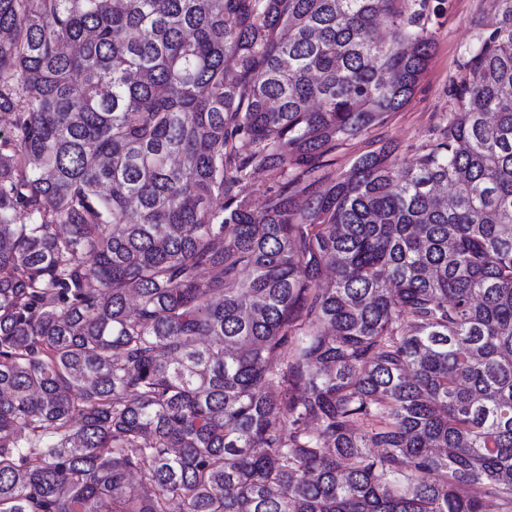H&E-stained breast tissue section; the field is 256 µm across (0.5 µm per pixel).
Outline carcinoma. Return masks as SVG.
<instances>
[{
  "mask_svg": "<svg viewBox=\"0 0 512 512\" xmlns=\"http://www.w3.org/2000/svg\"><path fill=\"white\" fill-rule=\"evenodd\" d=\"M424 2L0 0V512H512V0L325 175ZM489 13L490 0H427L421 24L431 39L432 56L415 93L384 123L340 143L329 157L327 172L347 173L359 156L386 142L398 146L400 163L412 162L422 146L433 140L439 115L454 106L449 90L465 79V53L476 44ZM273 186V179L266 172L255 174L246 191L252 205L256 208L262 207Z\"/></svg>",
  "mask_w": 512,
  "mask_h": 512,
  "instance_id": "1",
  "label": "carcinoma"
}]
</instances>
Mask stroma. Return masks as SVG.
Here are the masks:
<instances>
[{"mask_svg": "<svg viewBox=\"0 0 512 512\" xmlns=\"http://www.w3.org/2000/svg\"><path fill=\"white\" fill-rule=\"evenodd\" d=\"M489 13L490 0H426L421 24L432 42L431 59L415 93L384 123L340 143L328 173H347L359 156L387 142L397 145L400 163L412 162L433 140L439 115L453 107L450 90L464 80L465 53L476 43Z\"/></svg>", "mask_w": 512, "mask_h": 512, "instance_id": "stroma-1", "label": "stroma"}]
</instances>
